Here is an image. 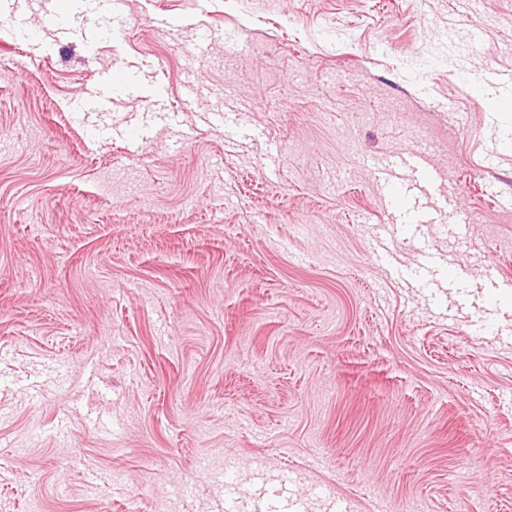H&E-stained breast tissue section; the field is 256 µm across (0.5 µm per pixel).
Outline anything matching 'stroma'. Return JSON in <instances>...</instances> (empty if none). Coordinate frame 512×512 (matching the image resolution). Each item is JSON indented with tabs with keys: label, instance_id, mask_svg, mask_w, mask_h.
I'll return each mask as SVG.
<instances>
[{
	"label": "stroma",
	"instance_id": "1",
	"mask_svg": "<svg viewBox=\"0 0 512 512\" xmlns=\"http://www.w3.org/2000/svg\"><path fill=\"white\" fill-rule=\"evenodd\" d=\"M17 2L0 512H512V296L487 308L483 281L512 284V111L484 103L512 98V0H126L119 36ZM110 73L137 92L72 112ZM424 143L429 223L374 258L372 165Z\"/></svg>",
	"mask_w": 512,
	"mask_h": 512
}]
</instances>
